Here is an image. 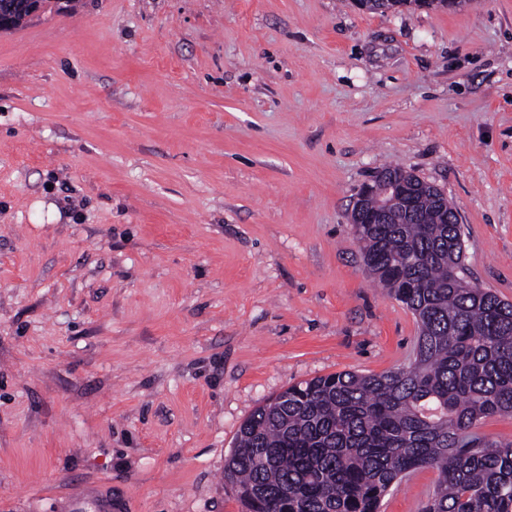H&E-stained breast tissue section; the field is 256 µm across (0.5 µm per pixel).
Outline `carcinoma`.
Wrapping results in <instances>:
<instances>
[{
    "mask_svg": "<svg viewBox=\"0 0 512 512\" xmlns=\"http://www.w3.org/2000/svg\"><path fill=\"white\" fill-rule=\"evenodd\" d=\"M414 193L417 217L355 232L364 266L417 319L414 362L313 378L257 407L224 461L246 512H379L421 469L437 472L423 512H512V443L475 432L512 417V303L463 276L454 209Z\"/></svg>",
    "mask_w": 512,
    "mask_h": 512,
    "instance_id": "1",
    "label": "carcinoma"
}]
</instances>
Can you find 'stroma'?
I'll return each mask as SVG.
<instances>
[{"label": "stroma", "instance_id": "stroma-1", "mask_svg": "<svg viewBox=\"0 0 512 512\" xmlns=\"http://www.w3.org/2000/svg\"><path fill=\"white\" fill-rule=\"evenodd\" d=\"M389 165L512 302V0H75L0 31V512H245L224 460L258 406L414 358L350 223Z\"/></svg>", "mask_w": 512, "mask_h": 512}]
</instances>
